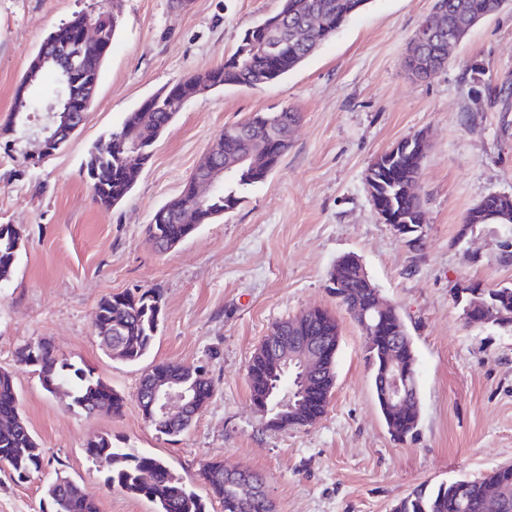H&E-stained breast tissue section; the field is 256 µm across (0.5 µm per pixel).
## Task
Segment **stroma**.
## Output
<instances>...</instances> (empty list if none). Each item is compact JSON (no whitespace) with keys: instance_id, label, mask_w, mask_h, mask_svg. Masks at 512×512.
Masks as SVG:
<instances>
[{"instance_id":"35a3bbf8","label":"stroma","mask_w":512,"mask_h":512,"mask_svg":"<svg viewBox=\"0 0 512 512\" xmlns=\"http://www.w3.org/2000/svg\"><path fill=\"white\" fill-rule=\"evenodd\" d=\"M433 4L368 0L283 79L191 99L130 193L104 208L84 173L94 146L151 95L222 64L280 0H0V125L51 32L78 14L119 20L84 125L43 158L34 140L42 110L14 144L0 140V224L24 231L18 264L0 283V369L12 373L44 454L42 474L26 480L0 464V512H41L44 484L59 473L94 493L100 512H154L104 487L85 446L105 432L115 447L163 459L202 496L205 462L260 473L275 512H392L419 485L480 480L512 464V333L462 315L465 287L512 284V224L463 227L488 195L512 197V0L473 26L443 69L416 81L404 58ZM487 83L498 96L484 93ZM285 108L301 121L266 180L176 247L155 249L154 212L179 196L224 127ZM418 133L428 149L415 188L426 217L416 251L375 214L365 174ZM347 254L414 343L420 417L403 442L381 414L361 331L328 288ZM136 288L160 289L163 310L149 354L129 364L102 344L94 317L104 297ZM311 308L341 329L327 412L309 427L265 429L247 365L274 324ZM36 339L109 383L125 399L122 414L78 413L44 391L17 360ZM168 361L200 369L214 387L177 437L155 431L136 398L145 369Z\"/></svg>"}]
</instances>
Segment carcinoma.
I'll return each instance as SVG.
<instances>
[{
  "instance_id": "obj_1",
  "label": "carcinoma",
  "mask_w": 512,
  "mask_h": 512,
  "mask_svg": "<svg viewBox=\"0 0 512 512\" xmlns=\"http://www.w3.org/2000/svg\"><path fill=\"white\" fill-rule=\"evenodd\" d=\"M367 0H281L278 14L290 26H306L307 17L317 11L322 24L306 32L298 40H283L278 28L260 35L247 29L239 46L247 48L242 57L233 54L224 64L195 73L169 87L164 99L151 112H129L121 126L112 132L107 142L95 146L86 163V175L98 203L110 207L123 200L132 190L141 170L150 161L152 149L159 135L181 111L183 96L198 86L221 87L262 86L278 81L310 56L315 49L352 15L361 10ZM499 0H440L441 10L448 27H460L471 19L484 17L498 8ZM87 16L77 15L62 24L63 35L59 43L68 56L79 62L83 57L104 59L112 49L117 21L115 17L100 14L95 21L102 27L100 42L79 41L77 32ZM278 49L267 52L265 45ZM72 101L90 103L95 99L100 69L75 70ZM38 100L30 95L15 97L10 121L0 129L7 136L15 132L14 125L22 123L23 114L35 110ZM299 121L297 113L286 108L270 114L257 113L247 121L224 128V158L250 153L254 143L256 125L267 123L287 138ZM290 142L271 140L268 143L271 165L264 171L245 163L239 167L237 180L218 190L200 210V217L183 218L185 204L191 199V184H186L179 196L160 207L147 226L150 242L159 250L167 249L171 242H182L191 237L200 225L206 224L225 211L234 208L242 199L241 192L264 181L288 151ZM423 155L412 147H403L393 164L394 175L379 174L378 196L375 202L383 210L415 227L406 240L408 246L419 250L423 242V213L418 199L401 192L403 182L419 176ZM493 221L512 224V199L487 197L483 208L470 210L465 224H488ZM23 245V232L11 224H0V282L6 281L14 271ZM338 275L344 284L340 302L359 326L364 336L365 359L373 368L374 389H379L382 367L388 352L384 342L388 336L401 339L398 357L416 372V355L410 336L400 313L396 309L379 310L370 289L364 287L358 269L351 263L340 266ZM501 296L498 304L505 314L502 322L512 330V286L491 289ZM162 295L154 289L126 291L112 294L98 305L95 326L98 337L107 347L119 350L120 358L128 363L140 362L151 350L160 326ZM306 334L324 338L322 360L318 366V390L308 393L299 408L280 424L265 423L271 430L310 426L326 413L335 384L336 355L329 350L331 342L339 336V324L332 314L322 309L308 312ZM18 360L33 368L42 388L54 393L59 387L68 393L70 407L84 411L97 407L118 415L123 408V397L112 386L93 372L77 367L60 358L50 343L42 340L28 342L17 352ZM161 376L175 378L199 391L202 400H208L212 384L202 378L196 369L177 362H163L145 372L137 398L146 396L150 385ZM269 376L266 351L258 347L247 368L251 402L255 409L265 399ZM380 411L393 436L402 440L413 434L419 418V405L412 415L403 420L382 397H377ZM20 394L12 375L0 370V463L7 465L20 479L38 474L44 467L42 448L19 412ZM86 453L95 463L108 462L104 472V486L142 498L155 507L154 512H208L206 500L190 489L182 476L172 471L160 458L131 448L113 446L112 436L106 435L92 445ZM224 463L211 460L203 465L200 476L212 498L224 505V512H268L263 501L247 499L224 483ZM48 512H99L95 494L63 477L45 487ZM393 512H512V471H493L482 480L459 479L434 487L420 486L402 498Z\"/></svg>"
}]
</instances>
